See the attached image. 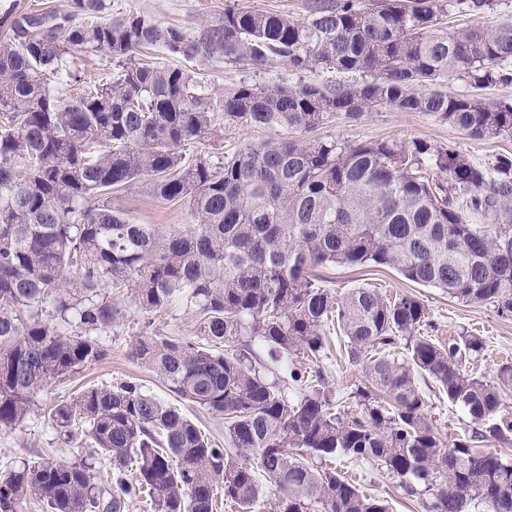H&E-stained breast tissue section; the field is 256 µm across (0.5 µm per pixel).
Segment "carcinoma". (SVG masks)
<instances>
[{
    "label": "carcinoma",
    "instance_id": "cac0c4a2",
    "mask_svg": "<svg viewBox=\"0 0 512 512\" xmlns=\"http://www.w3.org/2000/svg\"><path fill=\"white\" fill-rule=\"evenodd\" d=\"M501 0H311L299 20L224 5L192 32L137 12L94 17L106 0H74L58 16H23L0 40V429L21 423L54 381L106 358L102 336L126 318L104 292L124 288L142 312L177 301L199 310L191 341L140 332L131 356L168 390L224 419L221 448L176 407L137 383L88 388L50 409L56 433L80 432L110 461H44L0 473V512H216L219 497L256 512L262 471L272 512H388L335 471L337 454L377 464L424 512H512V462L465 440L442 443L418 378L433 381L481 427L507 441L499 389L466 372L474 334L443 346L421 333L428 311L413 294L371 288L341 298L319 268L384 267L463 303L512 316V155L489 166L457 151L410 141L271 137L213 164L183 150L220 124L312 132L338 114L381 107L422 112L475 136H511L512 101L479 90L512 84V22L442 26L453 12L478 16ZM161 48L186 62L220 59L302 74H355L350 82L239 84L217 112L180 67L143 62ZM101 54L113 65L89 89L56 95L72 78L68 58ZM455 77L471 92L450 95ZM150 177L161 202L186 199L193 224L161 233L103 201ZM335 326L349 359L365 363L354 397L362 414L336 413L321 370L291 399L259 361L320 360ZM405 341L408 356L390 348Z\"/></svg>",
    "mask_w": 512,
    "mask_h": 512
}]
</instances>
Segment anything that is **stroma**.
<instances>
[{"instance_id":"1","label":"stroma","mask_w":512,"mask_h":512,"mask_svg":"<svg viewBox=\"0 0 512 512\" xmlns=\"http://www.w3.org/2000/svg\"><path fill=\"white\" fill-rule=\"evenodd\" d=\"M107 2V16L133 10L158 23L191 31L214 21L223 13L228 0ZM189 69L217 107L221 106L225 93L242 81L292 85L299 80L298 75L283 64L261 70L213 60L204 64H190ZM319 134L341 141L422 139L438 147L452 148L482 165L491 163L498 155L512 153V137H474L434 117L419 112H400L389 107L364 113L355 120L336 116L320 129ZM269 136L270 132L266 129L230 124L218 136L188 144L186 155L190 158L205 157L217 163L223 160L225 154L241 145ZM109 199L113 209L125 213L135 223L154 225L163 233L187 230L193 222L188 201L159 202L142 184L112 190ZM321 275L323 285L336 289L340 294L351 288L366 287L380 289L383 295L390 298L408 293L417 295L425 304L431 320L430 327L424 328L423 333L440 344L457 341L468 334L482 336L485 346L480 356L463 357L462 364L466 370L476 373L485 381L497 382L500 369L512 365V317L500 316L491 305L457 301L440 289L419 287L389 268L336 267L322 270ZM118 299L126 309V318L104 338L108 348L106 359L53 383L40 394L34 410L21 424L0 430V471L45 459L72 461L82 456H92L91 445L85 436H78L76 441L67 444L59 441L51 427L48 407L54 402L70 399L84 389L125 381L136 382L150 394L177 407L195 421L203 435L213 443L223 444L222 419L174 396L155 373L142 367L130 354L131 345L145 324L161 336L203 343L198 309L180 302L145 314L131 304L126 293H119ZM317 365H320L336 394L338 410L351 416L359 415L360 409L352 393L363 381V368L361 364L349 361L345 339L338 329H331L328 334L325 354ZM421 389L428 402L430 421L442 442L449 445L470 439L478 426L469 415L451 404L430 384H422ZM332 465L337 473L352 480L365 494L384 500L389 512H423L420 497L407 495L399 479L376 466L342 456L333 460Z\"/></svg>"}]
</instances>
